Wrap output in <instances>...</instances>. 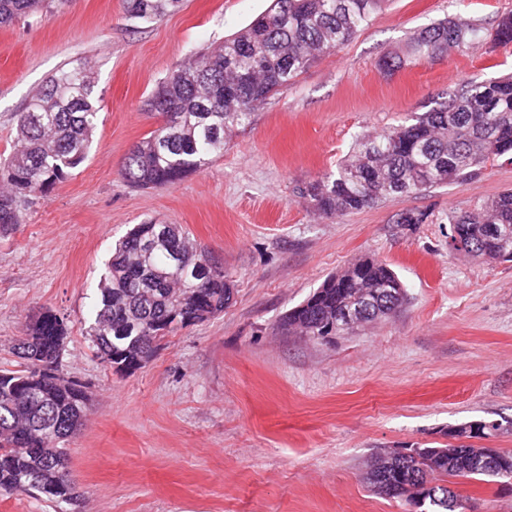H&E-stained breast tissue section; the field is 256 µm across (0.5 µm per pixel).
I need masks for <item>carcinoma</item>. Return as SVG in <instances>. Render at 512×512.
Instances as JSON below:
<instances>
[{
  "mask_svg": "<svg viewBox=\"0 0 512 512\" xmlns=\"http://www.w3.org/2000/svg\"><path fill=\"white\" fill-rule=\"evenodd\" d=\"M387 0H273L269 10L214 51L177 66L146 101L163 118L124 158L121 175L136 188L173 185L223 153L227 131L251 122L253 111L288 85L318 57L369 24ZM43 0H0V25L42 7ZM182 0H124L126 14L153 21ZM484 38L512 41V14L488 28L479 19L448 18L418 29L410 42L417 58L462 52ZM94 78L85 69L60 72L16 114L19 147L0 164V230L20 223L19 197H42L86 159L97 125ZM512 154V76L464 85L448 100L381 134L354 139L350 155L301 194L321 214L360 211L387 197L457 184ZM474 257L512 262V190L448 210ZM209 253L195 246L179 224L135 225L116 245L98 286L89 336L97 356L130 375L136 350L154 352L155 336L214 318L233 298L220 266L197 277ZM406 301L405 287L389 266L366 257L327 279L290 310L280 327L314 340L337 336L336 321L353 311L363 324L377 322ZM69 334L67 318L39 314L15 346L24 370L0 374V492L33 491L50 501L74 499L62 444L81 429L85 387L58 370ZM448 477L512 478V453L493 463L472 450L429 448L414 455L384 451L365 479L379 494L428 505V512H464Z\"/></svg>",
  "mask_w": 512,
  "mask_h": 512,
  "instance_id": "carcinoma-1",
  "label": "carcinoma"
}]
</instances>
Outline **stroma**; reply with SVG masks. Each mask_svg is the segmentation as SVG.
Listing matches in <instances>:
<instances>
[{"instance_id": "1", "label": "stroma", "mask_w": 512, "mask_h": 512, "mask_svg": "<svg viewBox=\"0 0 512 512\" xmlns=\"http://www.w3.org/2000/svg\"><path fill=\"white\" fill-rule=\"evenodd\" d=\"M271 0H183L162 18L123 0L45 5L0 27V158L15 115L61 70H90L98 124L87 160L46 197L20 202L0 233V371L50 309L69 321L61 373L90 405L66 443L78 496L0 495V512H416L364 481L384 449L438 448L448 430L499 425L482 448L512 453V262L448 250V210L512 189L499 160L461 184L323 217L298 189L334 170L355 135L428 110L467 82L512 72V42L418 59V29L464 14L494 24L512 0H389L226 136L202 171L161 189L120 175L130 148L162 123L143 103L179 63L219 47ZM403 56L398 69L379 65ZM425 223L394 221L409 210ZM179 224L224 266V313L165 336L134 374L107 369L87 334L116 241L145 221ZM363 257L397 274L391 318L312 340L279 328L329 276ZM465 512H512V489L462 479Z\"/></svg>"}]
</instances>
